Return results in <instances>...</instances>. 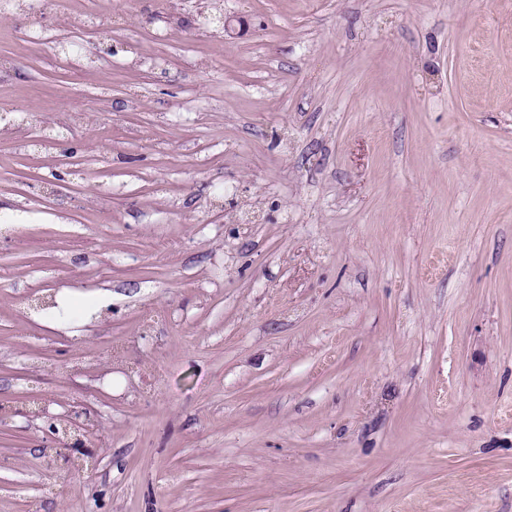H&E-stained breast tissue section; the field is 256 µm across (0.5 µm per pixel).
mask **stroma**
<instances>
[{
  "instance_id": "35a3bbf8",
  "label": "stroma",
  "mask_w": 512,
  "mask_h": 512,
  "mask_svg": "<svg viewBox=\"0 0 512 512\" xmlns=\"http://www.w3.org/2000/svg\"><path fill=\"white\" fill-rule=\"evenodd\" d=\"M0 211V512H512V0H27Z\"/></svg>"
}]
</instances>
